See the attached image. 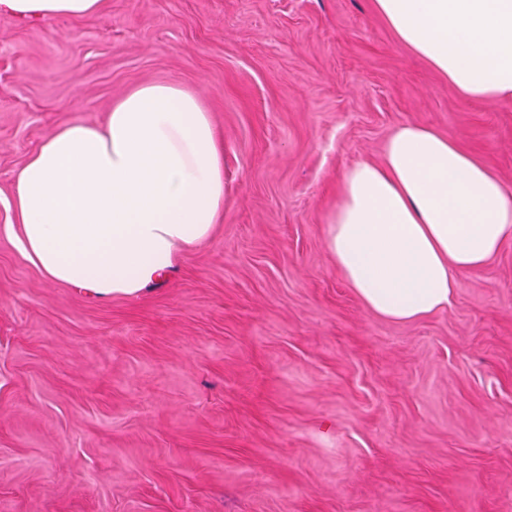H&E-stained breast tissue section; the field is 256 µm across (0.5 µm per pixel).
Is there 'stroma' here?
<instances>
[{
    "label": "stroma",
    "mask_w": 512,
    "mask_h": 512,
    "mask_svg": "<svg viewBox=\"0 0 512 512\" xmlns=\"http://www.w3.org/2000/svg\"><path fill=\"white\" fill-rule=\"evenodd\" d=\"M145 83L201 98L224 210L164 285L97 299L24 255L14 177ZM404 122L512 191V100L462 98L372 0L0 14V512H512V239L408 323L325 249L342 171Z\"/></svg>",
    "instance_id": "obj_1"
}]
</instances>
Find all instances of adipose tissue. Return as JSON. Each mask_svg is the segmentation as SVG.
Here are the masks:
<instances>
[{
	"label": "adipose tissue",
	"mask_w": 512,
	"mask_h": 512,
	"mask_svg": "<svg viewBox=\"0 0 512 512\" xmlns=\"http://www.w3.org/2000/svg\"><path fill=\"white\" fill-rule=\"evenodd\" d=\"M397 40L462 97L512 100V0H373ZM106 0H0V14L103 15ZM19 243L42 273L100 297L139 296L205 242L224 208V156L196 94L139 86L104 126L48 136L15 176ZM325 247L374 315L411 322L448 309L461 273L512 238V192L456 140L405 122L380 163L339 178Z\"/></svg>",
	"instance_id": "adipose-tissue-1"
}]
</instances>
